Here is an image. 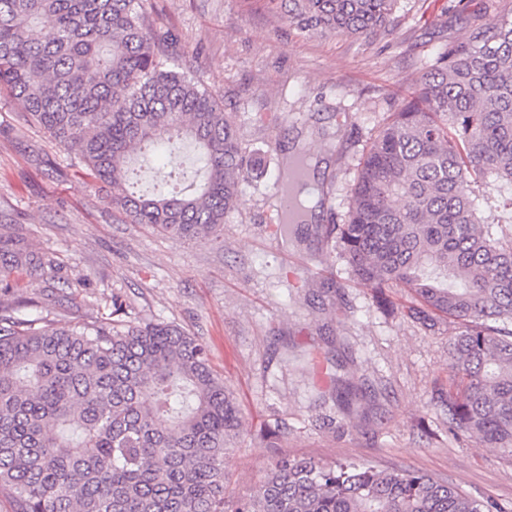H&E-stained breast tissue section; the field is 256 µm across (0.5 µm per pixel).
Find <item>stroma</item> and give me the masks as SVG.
<instances>
[{
	"mask_svg": "<svg viewBox=\"0 0 512 512\" xmlns=\"http://www.w3.org/2000/svg\"><path fill=\"white\" fill-rule=\"evenodd\" d=\"M495 10L512 12V0H399L393 30L347 37L299 31L266 0H149L150 20L177 40L181 69L217 96L263 167L218 239L171 238L126 223L100 183L0 99V232L45 253L55 274L48 286L0 270V303L58 324L102 321L118 304L121 320L174 324L206 344L244 424L229 447V492L254 487L282 451L423 472L512 512V456L453 437L430 404L434 385L448 383V334L386 310L341 257L325 274H303L296 260L317 265L309 250L271 233L274 183L294 142L306 140L333 186L318 223H341L346 187L383 119L438 52ZM329 281L335 293L324 292ZM316 351L335 355L337 375L358 389L357 428L333 401H318L305 365ZM276 423L287 430L277 450L258 437Z\"/></svg>",
	"mask_w": 512,
	"mask_h": 512,
	"instance_id": "obj_1",
	"label": "stroma"
}]
</instances>
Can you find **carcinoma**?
Returning a JSON list of instances; mask_svg holds the SVG:
<instances>
[{
  "instance_id": "cac0c4a2",
  "label": "carcinoma",
  "mask_w": 512,
  "mask_h": 512,
  "mask_svg": "<svg viewBox=\"0 0 512 512\" xmlns=\"http://www.w3.org/2000/svg\"><path fill=\"white\" fill-rule=\"evenodd\" d=\"M306 32L389 29L398 0H266ZM148 0H0V96L85 175L112 188L131 224L172 238L218 236L261 159L247 155L218 99L188 72ZM162 147L191 146L195 177L169 174L145 197L132 176ZM274 234L340 251L359 283L413 298L397 311L448 343V432L512 454V229L484 187L512 191V19L497 14L437 54L418 88L363 150L345 220L307 224L323 204L311 156L290 157ZM0 262L42 278L51 261L0 234ZM313 374L352 413L354 393L313 356ZM243 431L205 345L176 325L69 322L0 304V494L12 512H494L444 479L373 462L282 453L249 492L226 493L227 441Z\"/></svg>"
}]
</instances>
